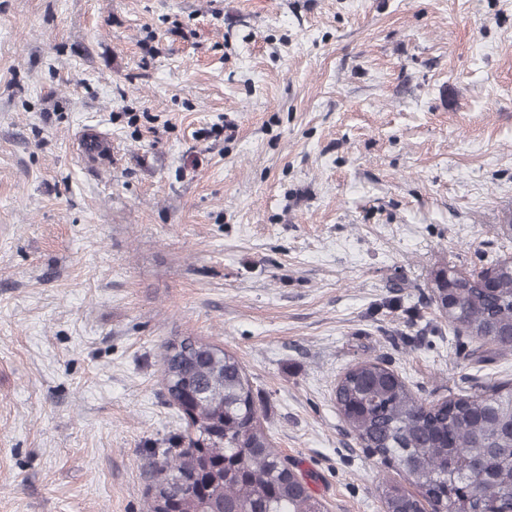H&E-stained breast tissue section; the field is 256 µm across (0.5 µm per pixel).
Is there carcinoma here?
<instances>
[{"instance_id":"cac0c4a2","label":"carcinoma","mask_w":512,"mask_h":512,"mask_svg":"<svg viewBox=\"0 0 512 512\" xmlns=\"http://www.w3.org/2000/svg\"><path fill=\"white\" fill-rule=\"evenodd\" d=\"M495 283L474 271L456 277L448 321L512 349V261L496 260ZM163 379L192 429L165 459L148 512H325V505L269 442L239 359L189 337L169 342ZM336 409L357 438L384 460L405 464L408 480L450 512H512V385L501 381L430 407L377 361L348 369ZM486 459L489 478L469 477ZM385 512H417L418 500L382 484Z\"/></svg>"}]
</instances>
